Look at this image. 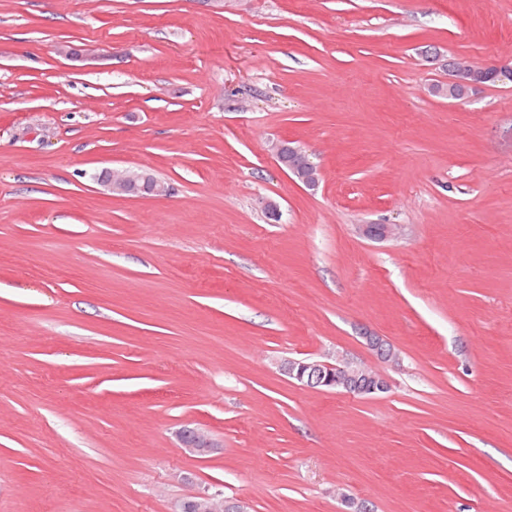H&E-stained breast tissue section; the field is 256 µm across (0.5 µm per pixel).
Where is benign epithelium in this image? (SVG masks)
I'll list each match as a JSON object with an SVG mask.
<instances>
[{
  "mask_svg": "<svg viewBox=\"0 0 512 512\" xmlns=\"http://www.w3.org/2000/svg\"><path fill=\"white\" fill-rule=\"evenodd\" d=\"M497 73L473 65L462 59L448 60V80L438 84L432 92L450 100H462L470 93L488 86ZM305 170L300 174L301 183L308 188L319 184V168L309 154H302ZM142 179V174L134 171L114 172L105 171L102 183L112 191H121L136 184ZM363 236L374 240H397L403 234L399 224H361ZM368 344L384 360L397 359L395 350L385 346L378 336L367 337ZM280 370L295 380L299 385L316 390L336 391L360 397H373L388 389L386 380L376 372L360 363L349 360H338L334 363L315 360H284ZM180 438L185 448L198 455L211 453L218 444L205 432L197 428H185L180 432ZM232 506L224 502L220 492L199 494L186 502H180L173 512H231Z\"/></svg>",
  "mask_w": 512,
  "mask_h": 512,
  "instance_id": "obj_1",
  "label": "benign epithelium"
}]
</instances>
